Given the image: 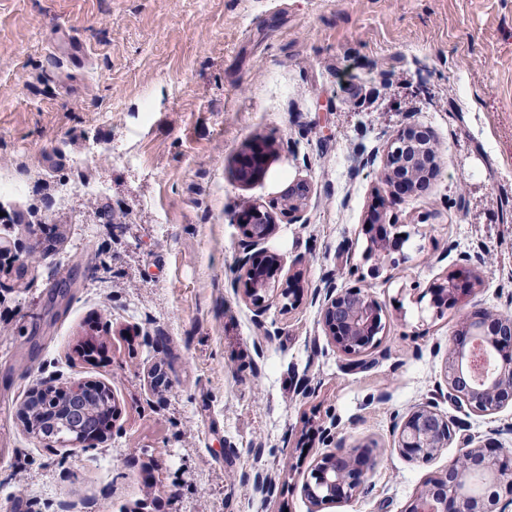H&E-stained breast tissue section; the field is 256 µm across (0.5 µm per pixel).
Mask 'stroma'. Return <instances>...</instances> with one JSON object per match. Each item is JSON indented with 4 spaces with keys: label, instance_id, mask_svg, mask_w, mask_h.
Masks as SVG:
<instances>
[{
    "label": "stroma",
    "instance_id": "35a3bbf8",
    "mask_svg": "<svg viewBox=\"0 0 512 512\" xmlns=\"http://www.w3.org/2000/svg\"><path fill=\"white\" fill-rule=\"evenodd\" d=\"M408 123L440 170L399 200L383 149ZM255 140L274 154L245 186ZM297 180L300 223L261 248L302 301L259 316L235 215ZM378 194L411 237L375 276ZM0 239V512H309L328 426L376 464L326 512H405L464 440L512 449V408L474 415L444 381L465 315L512 314V0H0ZM458 269L475 294L437 313L428 288ZM329 280L383 306L363 365L325 333ZM41 379L106 385L104 441L30 433ZM427 401L457 428L422 462L395 435Z\"/></svg>",
    "mask_w": 512,
    "mask_h": 512
}]
</instances>
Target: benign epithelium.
<instances>
[{
  "instance_id": "benign-epithelium-1",
  "label": "benign epithelium",
  "mask_w": 512,
  "mask_h": 512,
  "mask_svg": "<svg viewBox=\"0 0 512 512\" xmlns=\"http://www.w3.org/2000/svg\"><path fill=\"white\" fill-rule=\"evenodd\" d=\"M384 153L385 184L393 196L427 187L438 173V151L427 127H401L387 142ZM266 157L267 145L250 146L236 162L235 179L243 185L251 183L264 170ZM306 194L304 183L291 184L282 193L280 215L290 223L298 220ZM273 209V204L254 203L238 217L245 235L239 270L247 284L246 298L258 316L268 307L270 277L264 272L272 271V262L259 258L253 250L276 226ZM363 231L377 239L378 255L389 257L401 251L404 238L391 233V225L371 222ZM473 287L471 276L453 273L448 284L433 287L431 303L440 311L453 308L467 299ZM381 312L380 303L359 288H339L333 282L325 286L323 322L337 348L349 357L359 359L379 345ZM445 382L448 399L475 415H493L512 406V316H465L448 351ZM58 395L59 389L50 382H41L30 392L48 412H57L60 402H65L59 437H50L48 442L88 447L99 440L103 427L99 418L88 417L86 405L92 398L111 399L110 391L102 385L74 382L64 398ZM454 436L453 421L426 402L410 410L397 426L395 444L409 457L428 461L448 448ZM323 439L330 449L317 458L302 486L310 512H323L330 505L350 502L365 493L366 475L373 466L368 448L346 446L329 428L323 429ZM508 474L512 475L511 452L494 441L469 438L448 458L442 472L424 484L406 512H505L502 499L512 502V479L505 480Z\"/></svg>"
}]
</instances>
